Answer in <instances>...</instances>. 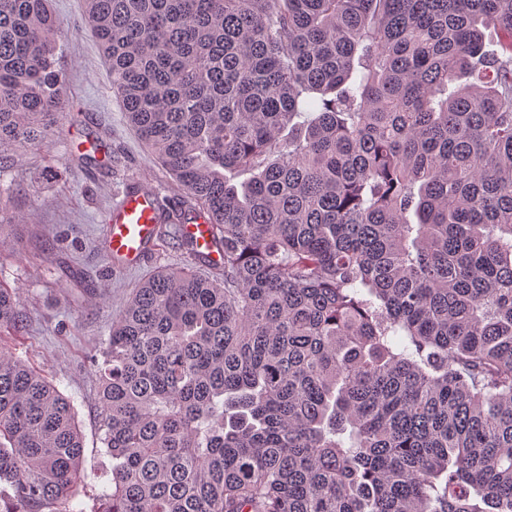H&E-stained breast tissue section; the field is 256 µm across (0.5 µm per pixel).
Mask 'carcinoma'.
<instances>
[{"label":"carcinoma","instance_id":"cac0c4a2","mask_svg":"<svg viewBox=\"0 0 512 512\" xmlns=\"http://www.w3.org/2000/svg\"><path fill=\"white\" fill-rule=\"evenodd\" d=\"M224 266L94 370L92 512H512V0H86ZM499 49H485L484 31ZM48 0H0V169L49 143ZM0 286V337L21 333ZM73 406L0 347V512H86Z\"/></svg>","mask_w":512,"mask_h":512}]
</instances>
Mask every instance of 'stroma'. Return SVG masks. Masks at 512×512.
<instances>
[{
  "instance_id": "obj_1",
  "label": "stroma",
  "mask_w": 512,
  "mask_h": 512,
  "mask_svg": "<svg viewBox=\"0 0 512 512\" xmlns=\"http://www.w3.org/2000/svg\"><path fill=\"white\" fill-rule=\"evenodd\" d=\"M50 8L61 24L57 65L64 110L47 147L18 151L0 170V187L12 190L0 211V224L9 227L8 245L0 249V283L17 290L26 314L22 335L0 342L42 369L70 399L84 437L78 499L89 508L109 485L101 468L91 360L135 288L160 268L192 264L180 240L169 237L138 268L114 269L102 217L126 182L145 180L169 197L180 191L125 118L86 22L85 0H50ZM86 134L108 145L92 166L74 151Z\"/></svg>"
}]
</instances>
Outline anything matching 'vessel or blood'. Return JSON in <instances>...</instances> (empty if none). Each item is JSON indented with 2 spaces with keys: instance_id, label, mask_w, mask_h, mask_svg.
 <instances>
[{
  "instance_id": "obj_1",
  "label": "vessel or blood",
  "mask_w": 512,
  "mask_h": 512,
  "mask_svg": "<svg viewBox=\"0 0 512 512\" xmlns=\"http://www.w3.org/2000/svg\"><path fill=\"white\" fill-rule=\"evenodd\" d=\"M164 206L160 193L153 188L124 193L105 213V243L118 268L129 269L140 264L151 249L159 231L158 222ZM186 239L195 254L205 256L208 267L223 263V252L213 244L217 230L206 215L199 214L183 224Z\"/></svg>"
}]
</instances>
